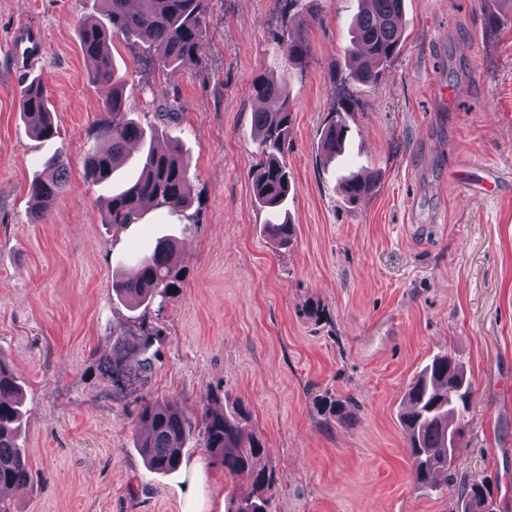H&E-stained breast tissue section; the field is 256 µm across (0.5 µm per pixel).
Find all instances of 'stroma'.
Listing matches in <instances>:
<instances>
[{
	"label": "stroma",
	"instance_id": "35a3bbf8",
	"mask_svg": "<svg viewBox=\"0 0 512 512\" xmlns=\"http://www.w3.org/2000/svg\"><path fill=\"white\" fill-rule=\"evenodd\" d=\"M356 10L357 0H212L202 57L175 69L115 38L132 118L159 144L180 142L190 181L184 211L152 206L115 234L105 202L143 150L111 184L84 178L106 113L78 26L101 18L100 0H0V351L25 393L31 470L10 497L16 512H182L191 498L224 512L248 492L195 431L176 473L150 470L136 450L145 398L191 415L241 399L280 478L272 512H453L447 487L414 483L398 422L408 385L440 351L473 382L454 477L485 483L496 512H512V6L405 0L402 50L372 85L350 76ZM303 17L310 49L290 77L286 157L295 235L280 248L251 189L253 84L280 76ZM23 26L45 45L33 70L13 58ZM34 78L57 126L45 141L19 112ZM344 100L347 162L378 177L354 206L320 151ZM52 155L67 183L37 222L28 186ZM453 170L484 190L457 192ZM163 236L179 241L183 287L164 306L129 308L112 279ZM142 323L161 331L152 366L117 386L107 364L123 352L137 366ZM325 391L349 400L351 418L325 419L314 403Z\"/></svg>",
	"mask_w": 512,
	"mask_h": 512
}]
</instances>
